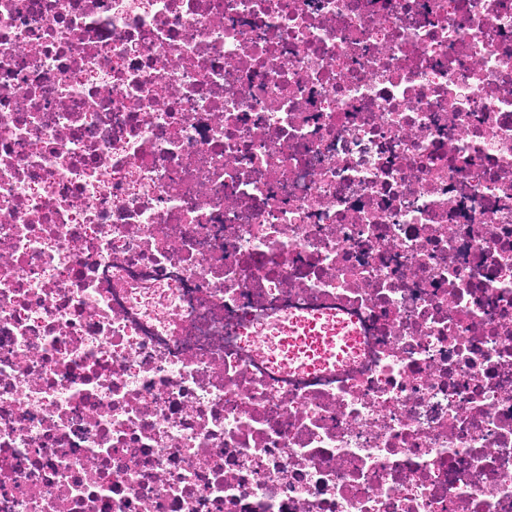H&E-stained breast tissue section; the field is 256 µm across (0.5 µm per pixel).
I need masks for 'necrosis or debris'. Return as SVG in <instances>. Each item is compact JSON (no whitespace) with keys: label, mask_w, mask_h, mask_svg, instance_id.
I'll return each mask as SVG.
<instances>
[{"label":"necrosis or debris","mask_w":512,"mask_h":512,"mask_svg":"<svg viewBox=\"0 0 512 512\" xmlns=\"http://www.w3.org/2000/svg\"><path fill=\"white\" fill-rule=\"evenodd\" d=\"M0 512H512V0H0ZM343 326L347 327L339 328L337 324L319 318L288 321L282 331L281 363L296 364L311 371L336 368L351 351H355L360 335L348 321Z\"/></svg>","instance_id":"necrosis-or-debris-1"}]
</instances>
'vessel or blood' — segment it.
Listing matches in <instances>:
<instances>
[{
  "label": "vessel or blood",
  "mask_w": 512,
  "mask_h": 512,
  "mask_svg": "<svg viewBox=\"0 0 512 512\" xmlns=\"http://www.w3.org/2000/svg\"><path fill=\"white\" fill-rule=\"evenodd\" d=\"M357 328L338 327L319 318L290 320L283 327L279 357L283 364L311 371L329 370L347 359L358 344Z\"/></svg>",
  "instance_id": "1"
}]
</instances>
